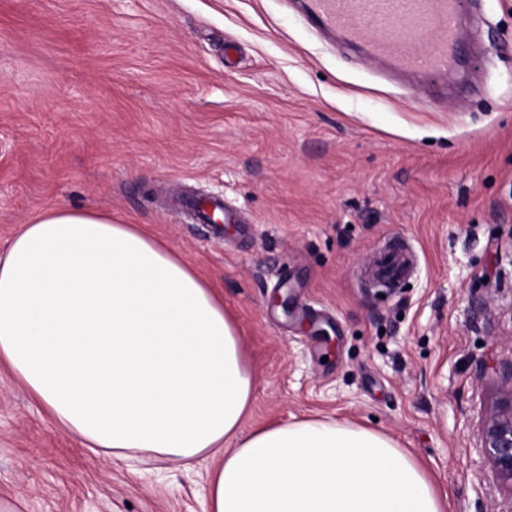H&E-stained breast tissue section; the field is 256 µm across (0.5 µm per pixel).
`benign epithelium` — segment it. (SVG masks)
<instances>
[{"label":"benign epithelium","instance_id":"benign-epithelium-1","mask_svg":"<svg viewBox=\"0 0 512 512\" xmlns=\"http://www.w3.org/2000/svg\"><path fill=\"white\" fill-rule=\"evenodd\" d=\"M478 436L497 482L512 492V363L503 367L494 410L480 420Z\"/></svg>","mask_w":512,"mask_h":512}]
</instances>
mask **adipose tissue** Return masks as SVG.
<instances>
[{
    "label": "adipose tissue",
    "mask_w": 512,
    "mask_h": 512,
    "mask_svg": "<svg viewBox=\"0 0 512 512\" xmlns=\"http://www.w3.org/2000/svg\"><path fill=\"white\" fill-rule=\"evenodd\" d=\"M0 364L94 454L211 457L206 512H446L386 434L305 418L243 432L254 377L220 288L143 225L50 207L0 255Z\"/></svg>",
    "instance_id": "adipose-tissue-1"
}]
</instances>
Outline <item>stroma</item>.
Returning <instances> with one entry per match:
<instances>
[{
  "label": "stroma",
  "instance_id": "1",
  "mask_svg": "<svg viewBox=\"0 0 512 512\" xmlns=\"http://www.w3.org/2000/svg\"><path fill=\"white\" fill-rule=\"evenodd\" d=\"M476 7L470 85L409 99L292 0H0V249L53 206L145 225L242 332L243 431L349 420L448 512H512L477 448L512 360V0ZM190 192L248 224L195 223ZM208 467L103 460L0 365V500L23 512H202Z\"/></svg>",
  "mask_w": 512,
  "mask_h": 512
}]
</instances>
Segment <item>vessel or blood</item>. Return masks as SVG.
Instances as JSON below:
<instances>
[{"label": "vessel or blood", "instance_id": "obj_1", "mask_svg": "<svg viewBox=\"0 0 512 512\" xmlns=\"http://www.w3.org/2000/svg\"><path fill=\"white\" fill-rule=\"evenodd\" d=\"M321 32L363 46L367 56L408 74L439 77L462 55L463 0H304Z\"/></svg>", "mask_w": 512, "mask_h": 512}]
</instances>
